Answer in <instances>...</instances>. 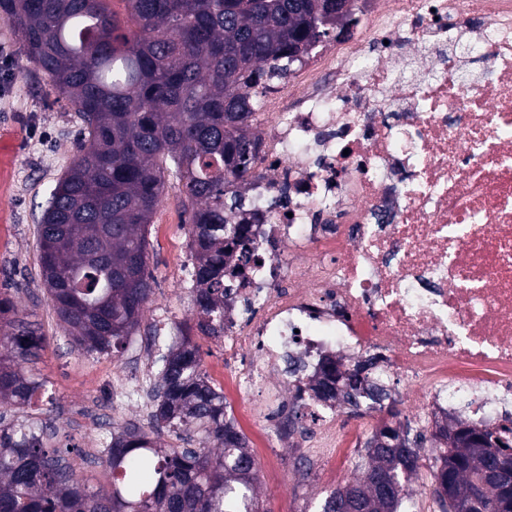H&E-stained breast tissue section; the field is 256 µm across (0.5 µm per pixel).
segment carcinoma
I'll use <instances>...</instances> for the list:
<instances>
[{
    "label": "carcinoma",
    "instance_id": "1",
    "mask_svg": "<svg viewBox=\"0 0 512 512\" xmlns=\"http://www.w3.org/2000/svg\"><path fill=\"white\" fill-rule=\"evenodd\" d=\"M130 35H117L105 0H0V19L83 120L77 158L57 180L36 225L41 276L59 320L89 354L114 355L141 327L154 280L147 227L169 184L190 214L195 325L178 326L159 361L148 423L112 427L103 458L108 486L89 488L44 426L0 420V512H261L245 435L210 384L191 330L224 333V252L257 245L231 190L255 176L260 138L252 117L310 46L350 14L329 0H125ZM42 338L16 318L0 328V397L22 410L39 384L25 372ZM324 401L381 402L359 368L329 359L309 379ZM167 430L188 447L163 448ZM433 493L440 512L478 493L498 512L500 486L485 479L512 443L461 422L435 433ZM423 433L385 426L366 442L364 476L327 494L319 512H401L419 469Z\"/></svg>",
    "mask_w": 512,
    "mask_h": 512
}]
</instances>
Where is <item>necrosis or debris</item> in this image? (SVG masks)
<instances>
[{
	"label": "necrosis or debris",
	"instance_id": "obj_1",
	"mask_svg": "<svg viewBox=\"0 0 512 512\" xmlns=\"http://www.w3.org/2000/svg\"><path fill=\"white\" fill-rule=\"evenodd\" d=\"M243 194L258 260L226 251L224 396L260 445L315 423L343 460L387 423L302 392L326 359L431 428L512 434V0H358L352 33L260 97Z\"/></svg>",
	"mask_w": 512,
	"mask_h": 512
}]
</instances>
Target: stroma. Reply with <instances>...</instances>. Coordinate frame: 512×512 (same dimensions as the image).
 Segmentation results:
<instances>
[{
    "label": "stroma",
    "instance_id": "35a3bbf8",
    "mask_svg": "<svg viewBox=\"0 0 512 512\" xmlns=\"http://www.w3.org/2000/svg\"><path fill=\"white\" fill-rule=\"evenodd\" d=\"M82 120L27 55L17 33L0 21V289L20 318L34 324L43 347L29 365L45 381L47 395L33 399L24 415L51 423L53 443L68 448L67 460L97 487L111 480L100 462L97 423L142 421L146 403L113 402L117 374L145 371L157 380L158 345L170 343L176 326L192 323L194 306L180 282L193 271L188 214L177 187H169L148 227V266L154 294L139 332L115 357L78 349L56 316L42 281L35 225L58 178L78 154ZM288 464V475L260 469L258 492L265 512H317L336 489L321 466H303L304 444L287 440L269 448Z\"/></svg>",
    "mask_w": 512,
    "mask_h": 512
}]
</instances>
